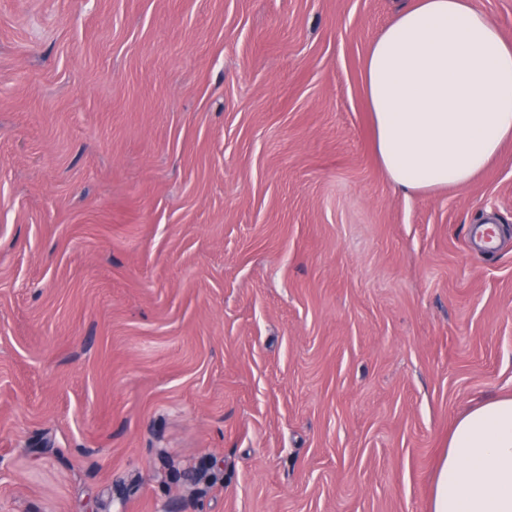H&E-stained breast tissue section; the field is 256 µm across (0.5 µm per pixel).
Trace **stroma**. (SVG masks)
Returning <instances> with one entry per match:
<instances>
[{
  "mask_svg": "<svg viewBox=\"0 0 512 512\" xmlns=\"http://www.w3.org/2000/svg\"><path fill=\"white\" fill-rule=\"evenodd\" d=\"M411 3L0 0V512H430L512 395V142L388 180Z\"/></svg>",
  "mask_w": 512,
  "mask_h": 512,
  "instance_id": "obj_1",
  "label": "stroma"
}]
</instances>
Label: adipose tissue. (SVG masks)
<instances>
[{"instance_id": "adipose-tissue-1", "label": "adipose tissue", "mask_w": 512, "mask_h": 512, "mask_svg": "<svg viewBox=\"0 0 512 512\" xmlns=\"http://www.w3.org/2000/svg\"><path fill=\"white\" fill-rule=\"evenodd\" d=\"M375 150L414 192L470 184L512 141V41L478 0H415L364 62ZM431 512H512V397L462 416L440 460Z\"/></svg>"}]
</instances>
